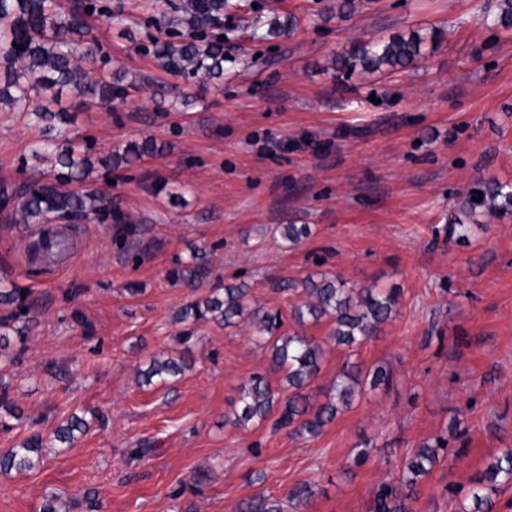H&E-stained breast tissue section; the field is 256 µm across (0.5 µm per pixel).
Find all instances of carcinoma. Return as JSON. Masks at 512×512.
Returning a JSON list of instances; mask_svg holds the SVG:
<instances>
[{
  "label": "carcinoma",
  "instance_id": "cac0c4a2",
  "mask_svg": "<svg viewBox=\"0 0 512 512\" xmlns=\"http://www.w3.org/2000/svg\"><path fill=\"white\" fill-rule=\"evenodd\" d=\"M242 5L232 0H182L176 8L181 16L176 25L184 29L181 41L153 39L140 47L145 54L160 59L170 73L190 78L214 79L224 76V14ZM95 11L106 13L112 20H122L124 7L102 6L98 0H75L66 8L55 0H0V103L23 112L41 123L47 142L41 149L56 148L52 169L37 170L21 187L12 191L0 188V203L13 205L20 221L35 223L51 220L111 219L117 224L129 223L128 217L112 208V197L99 189H89L85 182L94 168L90 146L71 132L73 116L62 106L63 96L90 98L110 107L124 97L134 82L125 72L115 70L110 79L93 78L100 50L95 41L86 38L83 17ZM494 23L512 27V0H499ZM297 26L295 17L286 15L267 24L255 20L253 36L275 39L288 35ZM438 32L433 28L409 31L387 39L360 43L344 54L336 55V74L352 75L357 71L392 73L405 69L424 56L427 44H436ZM23 49H18V46ZM157 150L154 142H129L112 156L99 157L97 163L109 168L116 160L127 165ZM482 196L481 201L474 197ZM492 212L512 217V185L497 180L476 182L469 186L457 211L448 217V238L458 242L473 235V229H486L478 216ZM308 224H283L281 235L289 247L310 236ZM208 274L206 256L195 252L189 262L175 269L170 279L175 284L190 286ZM306 301L292 306L290 317L298 329L283 333L279 312L254 308L246 283L226 284L224 292L203 301H191L181 307L176 321L193 326L201 320L215 321L230 328L240 320H249L253 339L271 353L270 369L281 374L280 389L274 390L268 379L251 376L239 391L238 410L231 424L246 427L262 424L276 408H281L276 428H289L298 437H315L340 413L339 403L349 402L355 387L370 379V387L388 381L377 368L372 375L362 374L354 364L344 365L337 373L325 401H313L312 384L321 371L324 348L307 336L301 327L306 322L318 323L324 317L333 319L330 336L338 345L354 350L363 341L377 335L396 312L398 293L375 288H355L341 275L308 277L302 282ZM1 329L14 330V339L25 341L29 322L15 314L12 323H1ZM183 366L174 360H154L143 371L146 385L166 384L182 373ZM86 427L83 419L72 415L53 431L50 441L57 447L69 448L74 432ZM44 439L33 434L14 448L0 451V472H25L39 461ZM446 447L422 442L412 453L400 485L383 484L377 490L372 512H411L414 487L440 462ZM512 486V449L501 452L495 461L472 481L465 512H492L493 495ZM233 512H284L283 502L259 496L242 500Z\"/></svg>",
  "mask_w": 512,
  "mask_h": 512
}]
</instances>
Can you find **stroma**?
Instances as JSON below:
<instances>
[{"instance_id":"stroma-1","label":"stroma","mask_w":512,"mask_h":512,"mask_svg":"<svg viewBox=\"0 0 512 512\" xmlns=\"http://www.w3.org/2000/svg\"><path fill=\"white\" fill-rule=\"evenodd\" d=\"M224 29V76H174L139 47L166 38L179 0H124L125 24L87 15L99 44L97 77L126 70L138 88L105 108L86 101L73 130L106 156L131 141L157 150L99 169L135 228L90 222L78 258L56 276L23 248L28 227L0 211V288L31 314L21 359L0 372L21 418L0 449L49 435L70 415L87 427L65 451L0 473V512H231L242 500L277 499L301 484L314 497L288 512H369L382 483H398L417 446L446 439L449 456L418 483L413 512H462L472 479L512 448V218L481 217L469 243L448 238V217L479 180L512 183V28L493 26L497 0H245ZM294 15L296 29L252 37L255 19ZM441 37L405 70L336 78L337 53L358 41L420 28ZM190 105L160 107V93ZM40 124L0 107V184L22 185ZM182 192L186 203L170 204ZM310 237L285 248L281 225ZM205 249L197 288L170 270ZM343 275L399 289L396 315L356 351L336 345L330 318L307 325L326 350L316 381L328 388L354 362L384 368L389 384L355 394L314 438L272 421L225 424L250 376L270 355L247 323L194 325L180 342L175 312L229 282L247 283L257 306L288 314L303 293L279 283ZM185 357L174 381L145 386L150 358ZM146 454H137L138 446ZM362 465H354L359 450Z\"/></svg>"}]
</instances>
